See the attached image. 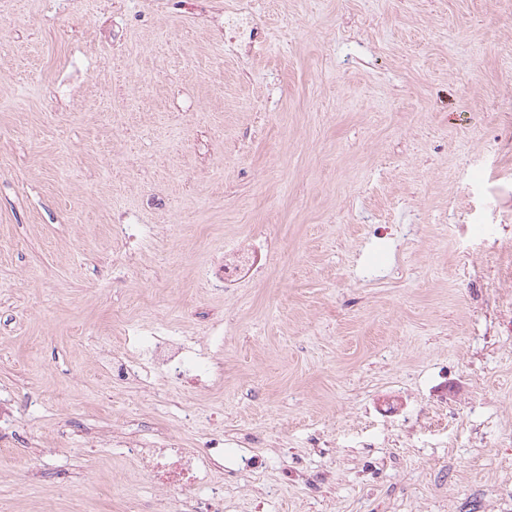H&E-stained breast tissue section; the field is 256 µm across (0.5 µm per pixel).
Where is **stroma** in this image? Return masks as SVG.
Returning <instances> with one entry per match:
<instances>
[{"label": "stroma", "instance_id": "stroma-1", "mask_svg": "<svg viewBox=\"0 0 512 512\" xmlns=\"http://www.w3.org/2000/svg\"><path fill=\"white\" fill-rule=\"evenodd\" d=\"M1 37L0 512L153 500L91 438L128 423L217 429L224 512H512V223L471 221L512 206V0H0ZM127 222L175 233L127 263ZM257 224L270 270L213 288ZM124 313L223 375L113 382Z\"/></svg>", "mask_w": 512, "mask_h": 512}]
</instances>
